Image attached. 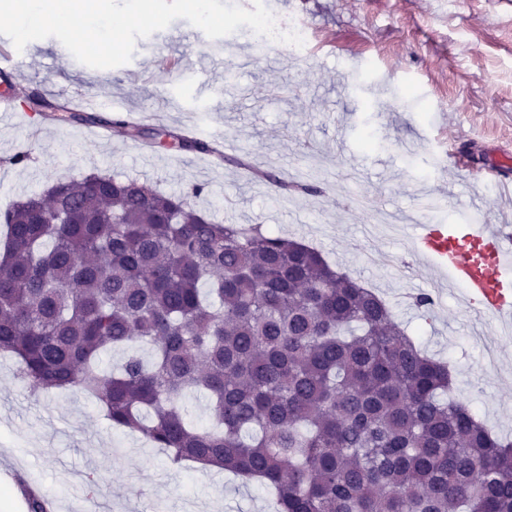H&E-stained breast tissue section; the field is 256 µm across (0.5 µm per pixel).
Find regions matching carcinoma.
Masks as SVG:
<instances>
[{
    "label": "carcinoma",
    "instance_id": "1",
    "mask_svg": "<svg viewBox=\"0 0 512 512\" xmlns=\"http://www.w3.org/2000/svg\"><path fill=\"white\" fill-rule=\"evenodd\" d=\"M5 228L0 352L34 388L84 394L176 465L259 482L276 512H512V439L319 249L98 174L15 201ZM137 343L151 362L99 369ZM195 392L206 428L181 409Z\"/></svg>",
    "mask_w": 512,
    "mask_h": 512
}]
</instances>
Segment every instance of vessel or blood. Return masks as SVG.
Wrapping results in <instances>:
<instances>
[{
	"mask_svg": "<svg viewBox=\"0 0 512 512\" xmlns=\"http://www.w3.org/2000/svg\"><path fill=\"white\" fill-rule=\"evenodd\" d=\"M410 244L481 317L512 324V226L417 223Z\"/></svg>",
	"mask_w": 512,
	"mask_h": 512,
	"instance_id": "b4317fda",
	"label": "vessel or blood"
}]
</instances>
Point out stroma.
I'll list each match as a JSON object with an SVG mask.
<instances>
[{
	"instance_id": "obj_1",
	"label": "stroma",
	"mask_w": 512,
	"mask_h": 512,
	"mask_svg": "<svg viewBox=\"0 0 512 512\" xmlns=\"http://www.w3.org/2000/svg\"><path fill=\"white\" fill-rule=\"evenodd\" d=\"M284 23L303 27L305 56L268 59L246 26L216 59L198 53L205 34L178 19L138 39L127 64L95 69L56 38L30 42L0 94L18 110L0 118V212L58 179L106 173L165 193L191 195L220 222L260 224L323 250L333 266L375 288L396 321L431 356L453 367V395L488 428L512 438V330L475 317L472 305L414 259L404 227L378 218L447 199L484 201L489 224L512 225V187L488 190L482 169L512 158V0H264ZM41 93L58 103L91 93L119 99L138 127L193 132L241 151L147 149L143 139L94 123L63 122L29 107ZM179 111H165L168 100ZM206 111H196L197 103ZM24 163H14L17 154ZM460 156L467 172L447 163ZM285 189H278V182ZM429 293L430 312L410 304ZM51 512H271L267 492L232 474L171 465L138 433L116 428L75 391L22 382L0 356V512H28L25 490Z\"/></svg>"
}]
</instances>
